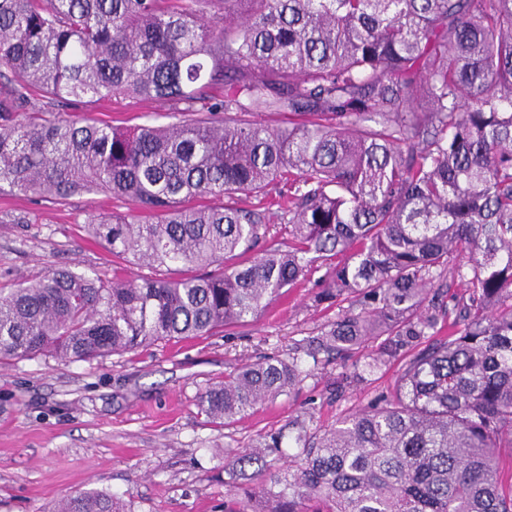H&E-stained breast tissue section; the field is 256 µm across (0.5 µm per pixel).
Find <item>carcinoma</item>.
<instances>
[{
	"instance_id": "carcinoma-1",
	"label": "carcinoma",
	"mask_w": 512,
	"mask_h": 512,
	"mask_svg": "<svg viewBox=\"0 0 512 512\" xmlns=\"http://www.w3.org/2000/svg\"><path fill=\"white\" fill-rule=\"evenodd\" d=\"M120 96L168 122L55 112ZM280 181L288 238L269 241ZM5 187L123 199L136 214H93L89 237L185 274L3 283L0 363L208 336L310 280L341 314L307 348L207 387L212 422L287 394L323 356L352 360L361 383L415 351L394 399L244 447L231 465L248 484L224 512H512V0H0ZM238 251L248 264L227 265ZM447 278L463 287L451 309ZM285 438L295 453L276 466L267 449ZM54 512L134 510L85 492Z\"/></svg>"
}]
</instances>
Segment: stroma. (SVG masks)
I'll list each match as a JSON object with an SVG mask.
<instances>
[{
  "label": "stroma",
  "mask_w": 512,
  "mask_h": 512,
  "mask_svg": "<svg viewBox=\"0 0 512 512\" xmlns=\"http://www.w3.org/2000/svg\"><path fill=\"white\" fill-rule=\"evenodd\" d=\"M156 105L112 98L70 107L112 125L147 121ZM127 202L104 194L45 201L0 192V283L68 268L111 272L112 254L89 240L92 213H124ZM302 283L257 319L211 336L162 340L92 362L38 356L0 367V512H52L85 491L131 493L136 512H224L239 481L224 456L294 423L315 431L392 397L405 363L397 357L362 384L349 365H319L296 390L228 425L211 422L199 392L235 367L287 356L335 319L314 305Z\"/></svg>",
  "instance_id": "35a3bbf8"
}]
</instances>
